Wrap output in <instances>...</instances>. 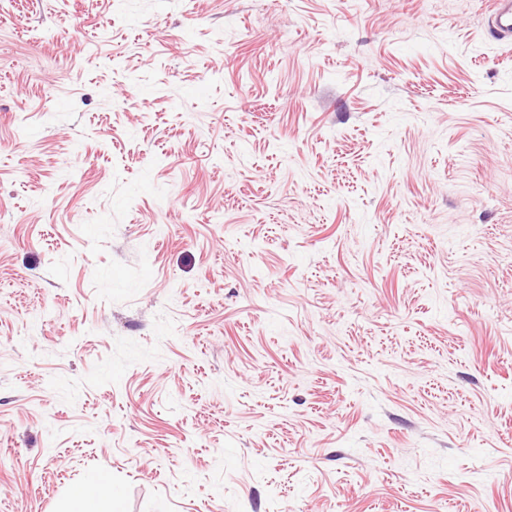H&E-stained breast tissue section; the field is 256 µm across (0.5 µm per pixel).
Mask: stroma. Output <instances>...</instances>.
I'll use <instances>...</instances> for the list:
<instances>
[{"label":"stroma","instance_id":"35a3bbf8","mask_svg":"<svg viewBox=\"0 0 512 512\" xmlns=\"http://www.w3.org/2000/svg\"><path fill=\"white\" fill-rule=\"evenodd\" d=\"M491 0H0V512H512ZM104 495L105 492L101 488L100 492L96 495L98 504L94 506L95 496H92L84 487H76L71 491L66 512H99L98 507L101 506L100 497Z\"/></svg>","mask_w":512,"mask_h":512}]
</instances>
